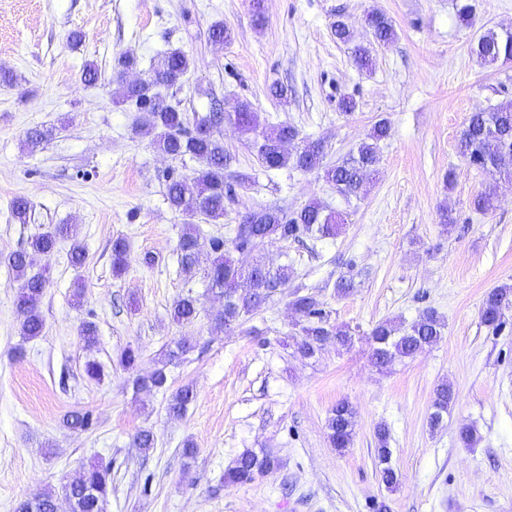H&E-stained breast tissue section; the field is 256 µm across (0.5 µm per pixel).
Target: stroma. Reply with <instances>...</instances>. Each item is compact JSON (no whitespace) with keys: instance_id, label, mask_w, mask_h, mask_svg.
Masks as SVG:
<instances>
[{"instance_id":"obj_1","label":"stroma","mask_w":512,"mask_h":512,"mask_svg":"<svg viewBox=\"0 0 512 512\" xmlns=\"http://www.w3.org/2000/svg\"><path fill=\"white\" fill-rule=\"evenodd\" d=\"M463 3L473 7L466 24L457 14ZM371 9L392 20V44L372 45L364 25ZM339 15L354 44L334 38ZM218 23L231 41H211ZM489 28L512 31V0H266L260 26L248 0H0V70L13 75L0 82V512L61 493L97 461L112 466L106 512H512V321L495 333L479 317L485 294L512 284V181L494 180L457 151L471 112L512 99V61L487 67L471 52ZM358 43L373 47L370 71L354 63ZM175 48L191 69L166 89L172 103L203 114L215 101L228 112L250 101L267 124L285 122L300 139L323 141L324 166L355 149L378 120L389 122L375 178L349 198L322 169H266L223 125L235 194L222 223H199L210 237L258 207L293 212L317 200L340 212L336 238L267 243L253 256L289 266L292 286L314 294L331 324L349 328L352 346L294 354L288 340L298 316L286 292L234 329H215L222 298L203 275L181 273L184 218L165 187L169 174L192 175L199 163L159 153L111 79L119 53L137 58L130 76L144 79L151 58ZM89 62L101 71L92 84L83 76ZM275 82L288 87L287 103L269 96ZM344 96L357 104L348 115L338 107ZM34 128L53 135L31 149ZM491 186L493 209L475 211V196ZM18 196L32 203L23 224L11 213ZM444 209L455 220L448 232L439 222ZM59 224L76 227L86 262L73 267L65 242L38 257L47 277L44 332L26 341L15 305L22 281L6 257ZM118 236L131 249L119 278L111 263ZM147 254L153 266L143 264ZM343 278L353 290L341 298L335 284ZM187 293L200 314L181 326L170 311ZM428 308L446 322L439 344L377 369L367 341L373 326L409 322ZM87 321L99 336L92 349L78 335ZM184 336L193 348L171 366L169 382L193 384L196 399L172 418L167 393L135 391L118 355L138 347L147 371ZM90 360L100 364V380L86 376ZM444 382L455 401L434 430V390ZM341 401L356 412L353 443L342 452L326 430ZM75 410L92 412V429L67 426ZM466 424L480 437L472 448L458 439ZM380 425L397 474L391 487L379 475ZM142 429L155 439L146 452L133 444ZM188 440L190 459L182 454ZM262 448L279 467L225 486L237 456Z\"/></svg>"}]
</instances>
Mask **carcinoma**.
<instances>
[{
	"label": "carcinoma",
	"mask_w": 512,
	"mask_h": 512,
	"mask_svg": "<svg viewBox=\"0 0 512 512\" xmlns=\"http://www.w3.org/2000/svg\"><path fill=\"white\" fill-rule=\"evenodd\" d=\"M375 42L380 46L391 44L396 38L392 21L380 11L367 14ZM471 52L484 64L512 61V32L487 29L473 43ZM190 57L180 49L163 53L154 62L148 80L132 85L124 82L127 71L137 66L135 57L119 55L113 64L116 81L122 83V97L135 103L141 112L137 127L155 132V144L165 154L174 158L189 156L201 167L194 176H174L166 185V198L174 210L186 218L178 244L180 270L186 275L195 273L200 251V228L193 223L198 217L217 222L224 218L225 200L232 197V184L225 181L224 171L230 156L224 149V141L212 129L222 120L232 123L246 135L258 158L268 169H280L289 165L304 171L321 166L325 154L320 140L300 141L299 133L292 125L280 123L265 126L259 113L248 101L238 103V110L224 116L209 113L188 121L186 113L173 104L160 99L154 89L168 88L182 82L190 69ZM390 125L381 119L376 122L357 152L349 158L328 166L326 181L343 196L358 195L369 182L378 159L379 143L388 137ZM457 149L470 164L489 171L494 176L512 179V167L502 169L492 163L506 150H512V101L493 108L480 109L470 114L457 141ZM343 226L341 218L318 201H311L303 208L288 214L279 209L260 207L247 212L236 225L232 247L224 238L211 236L208 245L214 254L206 277L212 286L224 295V309L215 317L216 325L225 328L239 325L264 307L283 288L288 287L292 271L287 265L276 269L255 260L246 263L231 255L254 251L266 241H298L303 237L334 239ZM71 241L69 260L72 266L81 267L86 261L83 246L76 238L72 226L58 225L33 237L29 246L11 253L7 264L22 279L17 296V308L21 316V335L35 339L43 334L44 322L39 305L45 290V279L40 274H29L35 257L51 252L61 239ZM112 273L120 276L129 266V244L123 237L112 239ZM291 306L299 314L296 333V352L304 358H313L329 343L348 347L352 343L349 330L333 326L317 298L310 293L295 289ZM512 312V285L504 284L487 292L480 308L481 322L493 332L506 325V314ZM199 313L197 298L190 294L179 297L172 305L171 318L179 325L193 323ZM446 323L436 310L429 308L419 318L405 324L385 320L373 326L368 336L373 364L385 369L397 360L411 358L427 347L437 344L444 335ZM191 348L188 339L181 338L176 349L170 350L156 361L154 368L141 375L137 373L141 362L139 349L127 346L119 355L120 364L135 373L133 386L138 390L171 391L167 401L169 415L179 417L195 400V391L189 384L170 390L168 367ZM454 400L450 384L443 383L434 391L430 425L438 427L443 414L448 412ZM69 427L86 431L92 426L88 411H75L66 418ZM355 413L345 402L337 404L327 419L328 439L339 451L350 447L354 438ZM377 455L384 464L380 469L382 482L392 485L396 473L389 466L391 451L387 448L388 430L377 427ZM279 465L269 450H247L240 454L224 475L228 485L247 484L263 476ZM112 488V464L93 463L84 469L82 480L63 486L62 493L70 502L71 512H105L107 498ZM57 497L45 492L33 499L21 501L16 512H54Z\"/></svg>",
	"instance_id": "obj_1"
}]
</instances>
